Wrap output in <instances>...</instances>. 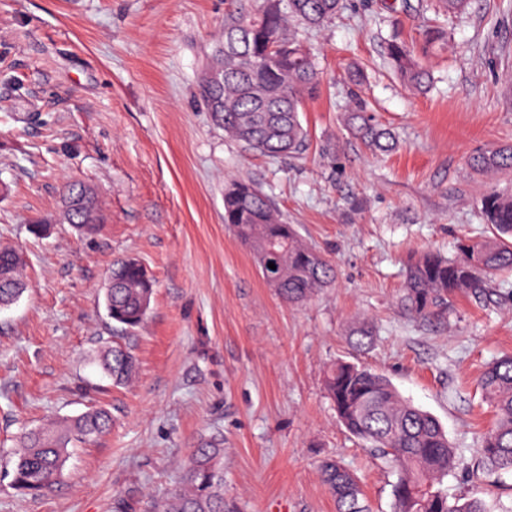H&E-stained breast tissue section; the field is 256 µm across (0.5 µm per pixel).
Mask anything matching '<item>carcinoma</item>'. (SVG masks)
<instances>
[{"label": "carcinoma", "mask_w": 512, "mask_h": 512, "mask_svg": "<svg viewBox=\"0 0 512 512\" xmlns=\"http://www.w3.org/2000/svg\"><path fill=\"white\" fill-rule=\"evenodd\" d=\"M342 0H260L249 8L243 0H226L224 40L239 38L238 57L224 63L220 80L200 77V95L213 121L247 149L267 157L300 152L307 129L300 118L305 97L316 94L319 72L310 50L289 30L290 21L318 26L334 16ZM387 54L394 70L413 91L429 88L430 74L408 46L394 41ZM355 138L378 151H389L395 139L365 106L348 113ZM478 174L512 172V144L472 156ZM82 184L63 186V217L70 223L102 224L96 195L79 196ZM481 213L491 235L465 240L458 256L426 252L406 272L402 301L417 318L447 311L448 298L468 292L485 294L487 280L512 272V195L490 192L480 199ZM224 223L255 256L264 280L282 300H310L335 277L329 260L301 239L295 227L275 215L267 195L245 182H232L224 192ZM14 250L0 249V308L23 292ZM274 263L275 268L268 267ZM154 283L142 264L121 257L112 264L110 319L126 330L139 328L150 308ZM374 336L370 323L350 328L353 348L366 347ZM101 365L113 382L132 379L136 360L121 346L110 348ZM325 387L339 423L356 439L390 464L394 512H491L480 498L448 502L437 488L456 465L454 448L438 419L405 400L384 375L358 363L339 361L327 372ZM482 398L496 413V422L483 436L472 474L512 472V355L489 363L478 380ZM111 415L93 409L73 419L27 432L20 437L14 462L13 486L21 492L46 489L61 473L67 445L92 442L111 425ZM223 442L203 441L192 450L182 485L166 497L159 512H229L224 501ZM320 475L336 504V512H370L359 478L334 461L321 465Z\"/></svg>", "instance_id": "carcinoma-1"}]
</instances>
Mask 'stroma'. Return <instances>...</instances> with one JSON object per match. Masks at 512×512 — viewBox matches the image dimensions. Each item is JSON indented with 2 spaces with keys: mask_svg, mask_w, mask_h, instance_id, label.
<instances>
[{
  "mask_svg": "<svg viewBox=\"0 0 512 512\" xmlns=\"http://www.w3.org/2000/svg\"><path fill=\"white\" fill-rule=\"evenodd\" d=\"M432 0H343L317 27L296 26L322 73L302 112L295 156H260L227 138L199 95L224 32V0H0V247L24 257L26 289L0 309V512H154L193 448L224 439V497L237 512H336L319 464L357 475L372 512H393L385 461L345 431L325 390L329 367L362 363L434 415L461 465L441 488L512 512V473L467 476L493 422L475 381L512 353V275L485 296L450 298L448 315L402 302L409 258L448 257L487 226L479 200L512 176H475L467 158L512 143V0H470L442 17L446 44L419 36ZM408 43L432 74L407 89L387 58ZM361 72L353 85L352 72ZM398 140L370 151L346 126L351 91ZM248 182L318 247L335 281L290 305L262 280L224 222V188ZM90 186L102 230L62 219L61 187ZM43 221L35 235L29 227ZM132 256L154 281L135 331L112 323L104 290ZM373 344L348 343L356 320ZM135 354L117 385L95 364L112 342ZM101 407L110 431L73 443L63 473L23 495L12 479L22 431Z\"/></svg>",
  "mask_w": 512,
  "mask_h": 512,
  "instance_id": "obj_1",
  "label": "stroma"
}]
</instances>
